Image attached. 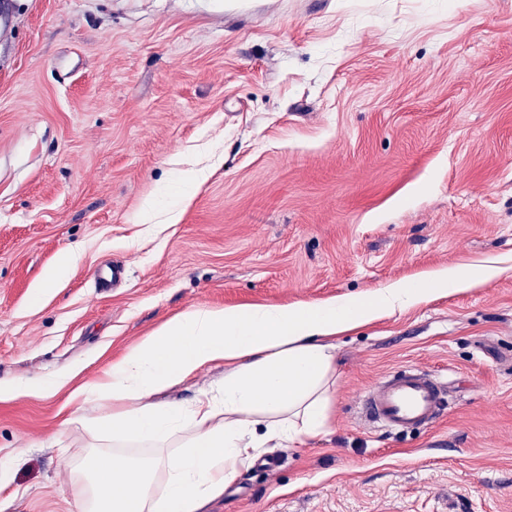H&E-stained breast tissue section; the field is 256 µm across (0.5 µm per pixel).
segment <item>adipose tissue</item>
<instances>
[{"instance_id":"obj_1","label":"adipose tissue","mask_w":512,"mask_h":512,"mask_svg":"<svg viewBox=\"0 0 512 512\" xmlns=\"http://www.w3.org/2000/svg\"><path fill=\"white\" fill-rule=\"evenodd\" d=\"M499 273L493 263L445 267L362 300L197 307L167 319L73 392L97 409L62 421L97 431V451L73 468L77 512H204L260 449L326 431L338 335ZM218 363L223 379L192 401H158Z\"/></svg>"}]
</instances>
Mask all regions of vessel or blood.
<instances>
[{
    "instance_id": "vessel-or-blood-1",
    "label": "vessel or blood",
    "mask_w": 512,
    "mask_h": 512,
    "mask_svg": "<svg viewBox=\"0 0 512 512\" xmlns=\"http://www.w3.org/2000/svg\"><path fill=\"white\" fill-rule=\"evenodd\" d=\"M448 407L447 384L424 369L408 366L367 389L358 410L367 423L404 432L435 424Z\"/></svg>"
}]
</instances>
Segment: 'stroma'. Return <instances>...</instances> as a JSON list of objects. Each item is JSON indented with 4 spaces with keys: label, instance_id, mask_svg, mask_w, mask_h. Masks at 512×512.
<instances>
[{
    "label": "stroma",
    "instance_id": "35a3bbf8",
    "mask_svg": "<svg viewBox=\"0 0 512 512\" xmlns=\"http://www.w3.org/2000/svg\"><path fill=\"white\" fill-rule=\"evenodd\" d=\"M9 4L0 382L83 383L191 307L491 260L493 281L343 335L329 432L261 449L208 512H512V0ZM66 249L78 263L33 303ZM112 262L125 283L104 291ZM405 365L447 383V415L362 423V392ZM70 393L0 402V512H77L92 436L60 430Z\"/></svg>",
    "mask_w": 512,
    "mask_h": 512
}]
</instances>
